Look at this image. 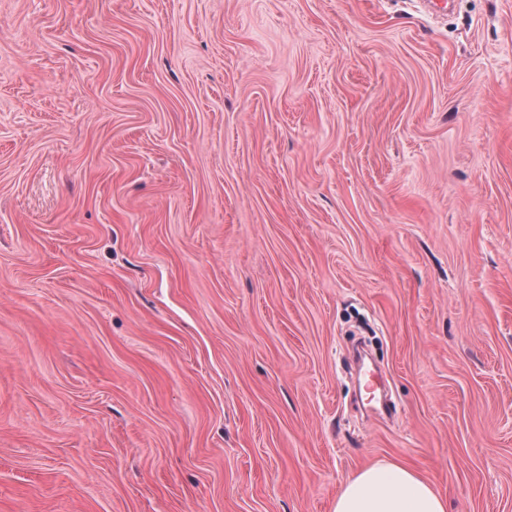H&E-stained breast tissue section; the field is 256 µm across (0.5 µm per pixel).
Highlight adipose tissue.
<instances>
[{"label":"adipose tissue","mask_w":512,"mask_h":512,"mask_svg":"<svg viewBox=\"0 0 512 512\" xmlns=\"http://www.w3.org/2000/svg\"><path fill=\"white\" fill-rule=\"evenodd\" d=\"M445 500L412 469L378 462L344 483L332 512H447Z\"/></svg>","instance_id":"obj_1"}]
</instances>
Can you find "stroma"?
Segmentation results:
<instances>
[{"label":"stroma","mask_w":512,"mask_h":512,"mask_svg":"<svg viewBox=\"0 0 512 512\" xmlns=\"http://www.w3.org/2000/svg\"><path fill=\"white\" fill-rule=\"evenodd\" d=\"M389 461L512 512V0H0V512Z\"/></svg>","instance_id":"stroma-1"}]
</instances>
